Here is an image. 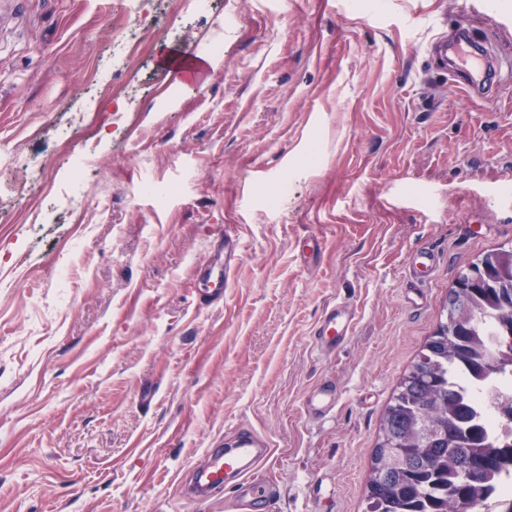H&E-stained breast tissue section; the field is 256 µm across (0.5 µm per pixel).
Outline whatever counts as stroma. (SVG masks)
<instances>
[{
	"label": "stroma",
	"instance_id": "stroma-1",
	"mask_svg": "<svg viewBox=\"0 0 512 512\" xmlns=\"http://www.w3.org/2000/svg\"><path fill=\"white\" fill-rule=\"evenodd\" d=\"M140 9L0 0V512H226L234 486L187 488L239 430L270 450V512H365L382 416L459 271L512 248V77L471 96L429 52L463 23L512 59V0ZM77 163L104 202L79 238ZM216 256L230 286L203 306ZM339 301L356 326L324 354ZM325 382L335 407L307 415ZM354 325V308L345 302H336L325 310L314 327L313 336L316 347L323 352L336 351L351 335Z\"/></svg>",
	"mask_w": 512,
	"mask_h": 512
}]
</instances>
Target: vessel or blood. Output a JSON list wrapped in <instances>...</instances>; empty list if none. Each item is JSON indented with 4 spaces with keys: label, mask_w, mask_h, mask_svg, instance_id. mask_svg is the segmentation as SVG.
I'll return each instance as SVG.
<instances>
[{
    "label": "vessel or blood",
    "mask_w": 512,
    "mask_h": 512,
    "mask_svg": "<svg viewBox=\"0 0 512 512\" xmlns=\"http://www.w3.org/2000/svg\"><path fill=\"white\" fill-rule=\"evenodd\" d=\"M436 49L454 56V65L463 78L464 85L476 94H488L496 85L492 72L500 71L502 62L490 43L476 39L467 25H459L452 43L436 42ZM355 325V311L347 303L339 302L327 308L316 323L313 336L316 347L333 352L351 335ZM338 399V391L332 384L320 385L305 400L308 414L317 416L330 411ZM269 453L262 441L249 432L240 433L232 448L209 449L202 464L194 474L195 496L205 500L224 488L226 476H234L240 482L236 499L237 512H263L270 499L276 497L274 486H259L250 481L252 468Z\"/></svg>",
    "instance_id": "b4317fda"
}]
</instances>
